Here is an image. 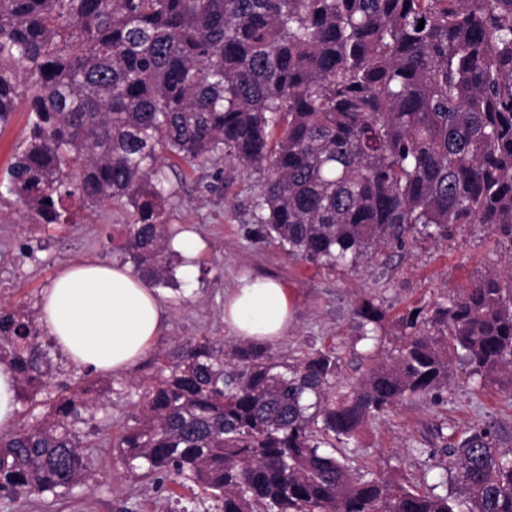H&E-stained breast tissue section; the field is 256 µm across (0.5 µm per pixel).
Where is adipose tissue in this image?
<instances>
[{
	"mask_svg": "<svg viewBox=\"0 0 512 512\" xmlns=\"http://www.w3.org/2000/svg\"><path fill=\"white\" fill-rule=\"evenodd\" d=\"M288 290L268 278L243 276L224 298V322L240 340L266 343L285 334ZM38 320L76 366L119 374L159 336V295L129 266L72 263L44 291Z\"/></svg>",
	"mask_w": 512,
	"mask_h": 512,
	"instance_id": "obj_1",
	"label": "adipose tissue"
}]
</instances>
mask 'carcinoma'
I'll use <instances>...</instances> for the list:
<instances>
[{
	"instance_id": "cac0c4a2",
	"label": "carcinoma",
	"mask_w": 512,
	"mask_h": 512,
	"mask_svg": "<svg viewBox=\"0 0 512 512\" xmlns=\"http://www.w3.org/2000/svg\"><path fill=\"white\" fill-rule=\"evenodd\" d=\"M22 97L7 192L40 224L68 223L69 201L131 207L123 250L152 288L171 272L164 153L262 174L258 234L327 268L419 224L445 240L481 224L512 245V0H0L1 128ZM353 314L359 340L377 339L380 306L363 297ZM38 334L25 310L0 314L23 386L46 385ZM455 357L482 383L512 381V273L403 316L352 384L330 350L288 363L256 343H184L142 387L118 452L192 480L218 512H512V450L487 428L443 448L451 492L446 471L422 491L333 451L446 388ZM98 412L71 392L1 434L0 495L88 484Z\"/></svg>"
}]
</instances>
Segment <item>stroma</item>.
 Masks as SVG:
<instances>
[{"mask_svg": "<svg viewBox=\"0 0 512 512\" xmlns=\"http://www.w3.org/2000/svg\"><path fill=\"white\" fill-rule=\"evenodd\" d=\"M163 171L172 191V229H191L204 245L195 276L186 278L180 257H173L170 283L158 290L165 310L161 334L128 372H91L51 350L49 390L26 391L16 423L31 424L47 413V394L95 382L108 408V419L94 438L102 465L95 481L77 488L73 498L58 500L49 493L0 498V512H212L213 500L201 499L193 482L155 485L129 473L113 443L137 411V385L156 376L158 355L187 341L236 344L224 322V297L242 274L278 280L290 295L293 319L285 335L268 346L275 360L290 359L304 349H332L340 358L341 381L352 383L370 366L354 350L358 332L353 307L360 297H373L386 312L378 343L384 350L396 341L399 320L410 310H431L449 291L468 287L485 271L512 267V245L497 243L476 224L445 240L429 237L419 227L403 248L383 250L376 260L364 258L353 267L326 270L292 259L278 242L257 236L254 202L261 174L228 161L191 167L174 158L164 160ZM127 220L126 211L106 202L77 208L74 223L47 228L0 186V307L22 306L38 313L44 290L70 263L132 264L122 249ZM485 425L492 426L499 448L512 449V384L504 378L476 383L458 361L439 400L400 403L387 415L368 420L356 440L340 451L351 466L418 486L444 440Z\"/></svg>", "mask_w": 512, "mask_h": 512, "instance_id": "stroma-1", "label": "stroma"}]
</instances>
